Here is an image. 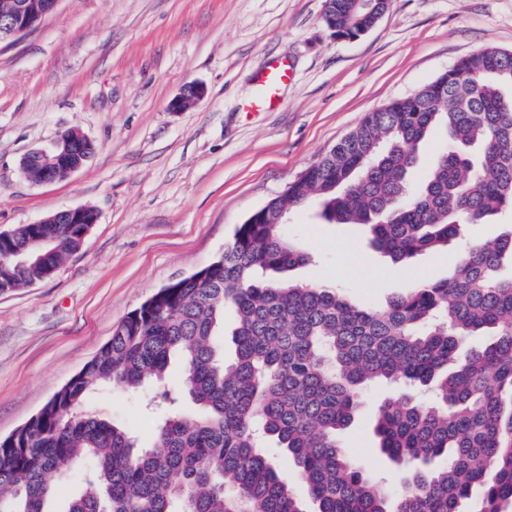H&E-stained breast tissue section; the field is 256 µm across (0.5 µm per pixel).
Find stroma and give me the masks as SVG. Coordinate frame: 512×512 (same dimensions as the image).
Here are the masks:
<instances>
[{
	"mask_svg": "<svg viewBox=\"0 0 512 512\" xmlns=\"http://www.w3.org/2000/svg\"><path fill=\"white\" fill-rule=\"evenodd\" d=\"M325 0H61L19 41L0 46V231L91 207L98 222L50 279L0 293V437L27 422L160 288L208 266L236 227L344 139L372 111L458 59L512 50V0H388L376 25L336 38ZM289 66L278 105L250 110L258 75ZM204 98L175 112L184 85ZM78 128L96 149L43 185L19 172L30 150ZM289 233L311 264L304 284L343 285L384 308L418 278H447V251L403 269L360 229L292 210ZM392 392L368 389L345 429L355 460L389 484L404 471L382 454L373 418ZM148 393L107 387L93 404L148 442Z\"/></svg>",
	"mask_w": 512,
	"mask_h": 512,
	"instance_id": "obj_1",
	"label": "stroma"
}]
</instances>
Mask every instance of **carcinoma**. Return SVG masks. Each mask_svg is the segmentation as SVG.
Listing matches in <instances>:
<instances>
[{
    "label": "carcinoma",
    "instance_id": "cac0c4a2",
    "mask_svg": "<svg viewBox=\"0 0 512 512\" xmlns=\"http://www.w3.org/2000/svg\"><path fill=\"white\" fill-rule=\"evenodd\" d=\"M369 0H328L338 37ZM512 53L477 51L359 127L241 224L202 277L180 279L128 314L68 384L0 439V512H50L64 466L91 476L68 512H512V227L455 252L448 278L411 283L382 311L337 287L285 284L311 261L287 239L288 211L312 201L326 224L364 231L394 265L512 213ZM446 143L415 180L418 147ZM79 224H24L0 254V293L50 278L83 245ZM236 321L224 356V310ZM474 336L482 344L470 346ZM178 360L182 387L169 386ZM386 382L374 433L411 462L393 489L345 452L339 434L361 392ZM152 385L166 407L144 444L88 405L105 385ZM197 412L187 414L183 401ZM293 465L305 494L266 454Z\"/></svg>",
    "mask_w": 512,
    "mask_h": 512
}]
</instances>
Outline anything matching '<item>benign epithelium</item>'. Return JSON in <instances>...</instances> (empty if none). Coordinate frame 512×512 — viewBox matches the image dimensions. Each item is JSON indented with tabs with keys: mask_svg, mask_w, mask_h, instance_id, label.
<instances>
[{
	"mask_svg": "<svg viewBox=\"0 0 512 512\" xmlns=\"http://www.w3.org/2000/svg\"><path fill=\"white\" fill-rule=\"evenodd\" d=\"M60 0H10L8 9L0 12V44L14 42L38 27L56 10ZM204 96V88L196 83L185 85L171 101L170 107L180 111ZM94 152L93 142L80 130L62 133L49 148L33 150L20 160V171L33 184L57 180V173L69 176L83 167ZM97 213L84 207L62 210L42 220V224H95Z\"/></svg>",
	"mask_w": 512,
	"mask_h": 512,
	"instance_id": "benign-epithelium-1",
	"label": "benign epithelium"
}]
</instances>
